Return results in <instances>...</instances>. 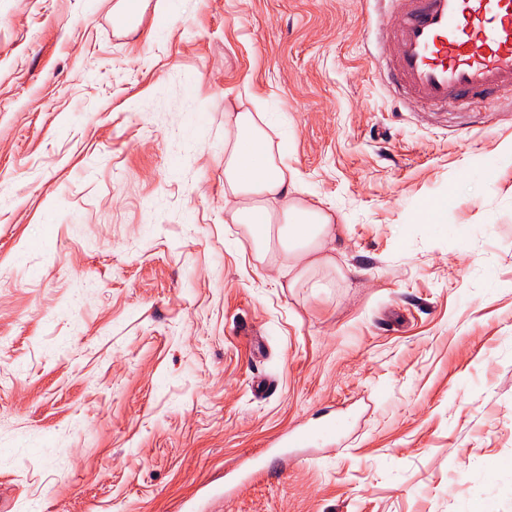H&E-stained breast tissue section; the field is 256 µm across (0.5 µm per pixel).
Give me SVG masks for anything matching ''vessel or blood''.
Returning a JSON list of instances; mask_svg holds the SVG:
<instances>
[{
  "label": "vessel or blood",
  "mask_w": 512,
  "mask_h": 512,
  "mask_svg": "<svg viewBox=\"0 0 512 512\" xmlns=\"http://www.w3.org/2000/svg\"><path fill=\"white\" fill-rule=\"evenodd\" d=\"M395 93L429 106L512 91V0H378ZM335 419L290 433L302 448L335 435Z\"/></svg>",
  "instance_id": "obj_1"
}]
</instances>
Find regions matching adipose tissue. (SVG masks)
I'll use <instances>...</instances> for the list:
<instances>
[{
    "label": "adipose tissue",
    "mask_w": 512,
    "mask_h": 512,
    "mask_svg": "<svg viewBox=\"0 0 512 512\" xmlns=\"http://www.w3.org/2000/svg\"><path fill=\"white\" fill-rule=\"evenodd\" d=\"M261 112L224 115V206L234 223L245 225L257 257L272 243L282 247L286 268L325 250L336 237V219L324 209L294 199L300 185L288 168L287 144L272 145Z\"/></svg>",
    "instance_id": "ef3b65f1"
}]
</instances>
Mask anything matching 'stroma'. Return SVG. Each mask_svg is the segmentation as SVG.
Listing matches in <instances>:
<instances>
[{
    "label": "stroma",
    "instance_id": "35a3bbf8",
    "mask_svg": "<svg viewBox=\"0 0 512 512\" xmlns=\"http://www.w3.org/2000/svg\"><path fill=\"white\" fill-rule=\"evenodd\" d=\"M115 2L0 0V512H512V92L396 101L373 0ZM228 110L336 216L293 287ZM338 425L335 418L331 417L322 422L316 429L298 430L288 433L287 445L291 448H304L306 444L315 436L319 435L335 436Z\"/></svg>",
    "mask_w": 512,
    "mask_h": 512
}]
</instances>
